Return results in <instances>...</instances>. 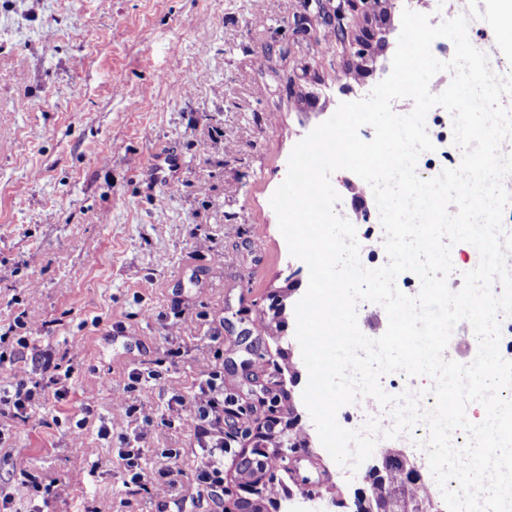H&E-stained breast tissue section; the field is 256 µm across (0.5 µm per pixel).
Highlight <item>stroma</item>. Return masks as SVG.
<instances>
[{
    "instance_id": "1",
    "label": "stroma",
    "mask_w": 512,
    "mask_h": 512,
    "mask_svg": "<svg viewBox=\"0 0 512 512\" xmlns=\"http://www.w3.org/2000/svg\"><path fill=\"white\" fill-rule=\"evenodd\" d=\"M340 5L0 0V324L26 309L24 370L46 351L81 364L66 398L0 445V500L13 512L33 506L31 473L55 482L52 512H172L178 487L160 472L177 466L187 487L205 463L188 419L212 370L249 421L221 416L233 438L224 503L204 496L196 512L235 507L251 432L281 430L293 409L311 437L296 478L334 482L353 501L361 472L334 462L301 391L281 386L288 364L308 374L301 354L279 350L309 275L270 205L293 147L392 62L404 0ZM162 148L179 162L169 183L151 175ZM279 296L283 325L265 328ZM138 370L160 377L132 393ZM85 403L93 415L72 431ZM141 433L155 478L133 495L117 450Z\"/></svg>"
}]
</instances>
